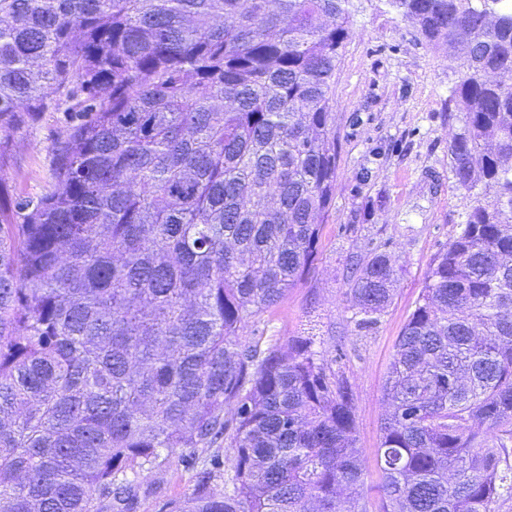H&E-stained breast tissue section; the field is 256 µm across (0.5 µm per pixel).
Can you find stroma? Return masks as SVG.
<instances>
[{"mask_svg": "<svg viewBox=\"0 0 512 512\" xmlns=\"http://www.w3.org/2000/svg\"><path fill=\"white\" fill-rule=\"evenodd\" d=\"M356 4L336 70V187L318 259L308 279L261 322L279 341L314 336L328 347L342 342L345 355L336 369L353 392L357 446L365 483L372 486L379 481L374 452L388 410L384 387L395 342L434 257L464 220L448 156L463 115L448 108L458 62L447 47L422 45L384 0ZM68 120L65 112H50L38 128L14 134L0 153L10 197L34 199L52 187V146ZM374 248L392 255L396 292L378 324L359 330L349 321L347 269ZM147 484L137 512H170L192 492L193 472L177 454L153 470Z\"/></svg>", "mask_w": 512, "mask_h": 512, "instance_id": "obj_1", "label": "stroma"}]
</instances>
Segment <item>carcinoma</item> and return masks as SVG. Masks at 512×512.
<instances>
[{
	"label": "carcinoma",
	"mask_w": 512,
	"mask_h": 512,
	"mask_svg": "<svg viewBox=\"0 0 512 512\" xmlns=\"http://www.w3.org/2000/svg\"><path fill=\"white\" fill-rule=\"evenodd\" d=\"M386 4L460 61L448 155L472 203L397 338L369 497L336 358L241 341L316 259L354 0H0V147L75 119L50 191L11 200L0 174V512H137L180 448L224 453L171 512L512 502V3ZM348 282L375 326L391 256Z\"/></svg>",
	"instance_id": "1"
}]
</instances>
